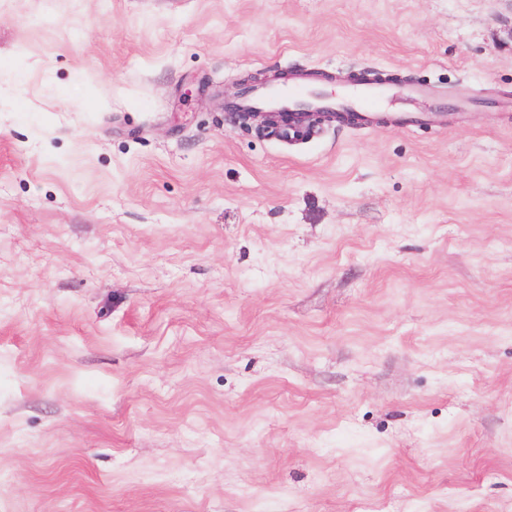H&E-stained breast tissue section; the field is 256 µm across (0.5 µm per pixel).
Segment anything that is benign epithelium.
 I'll return each instance as SVG.
<instances>
[{"label":"benign epithelium","mask_w":512,"mask_h":512,"mask_svg":"<svg viewBox=\"0 0 512 512\" xmlns=\"http://www.w3.org/2000/svg\"><path fill=\"white\" fill-rule=\"evenodd\" d=\"M359 84H401L407 79L383 76L379 73L370 75L361 73L354 78ZM235 121L245 127L255 126V129L264 134L275 136L286 141H301L309 138L314 129L325 122H339L349 124L353 121L350 112H327L323 110L301 112H256L254 110H241L234 113Z\"/></svg>","instance_id":"obj_1"}]
</instances>
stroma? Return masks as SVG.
Returning a JSON list of instances; mask_svg holds the SVG:
<instances>
[{
  "label": "stroma",
  "mask_w": 512,
  "mask_h": 512,
  "mask_svg": "<svg viewBox=\"0 0 512 512\" xmlns=\"http://www.w3.org/2000/svg\"><path fill=\"white\" fill-rule=\"evenodd\" d=\"M0 512H512V0H0ZM395 96L396 93L392 94L391 90L382 86H361L355 91H342L336 98L327 100L314 93L308 78L288 77V84H273L263 91L247 94L234 106L288 109L292 112L241 110L234 113V119L239 125L252 128L254 121L260 118V123L255 125L258 132L286 141H301L309 138L322 123L351 124V112L355 113L356 123L362 127L377 123L378 112L384 111L388 100ZM300 104L346 112L308 109L298 112Z\"/></svg>",
  "instance_id": "obj_1"
}]
</instances>
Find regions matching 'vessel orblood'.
Segmentation results:
<instances>
[{
  "mask_svg": "<svg viewBox=\"0 0 512 512\" xmlns=\"http://www.w3.org/2000/svg\"><path fill=\"white\" fill-rule=\"evenodd\" d=\"M391 90L382 86H361L353 91L340 92L336 98L327 100L315 94L310 81L305 77L291 78L285 84H274L267 89L242 97L238 105L242 108H278L297 111L299 106L335 109L352 112L358 125L367 127L378 121V114L384 111Z\"/></svg>",
  "mask_w": 512,
  "mask_h": 512,
  "instance_id": "vessel-or-blood-1",
  "label": "vessel or blood"
}]
</instances>
